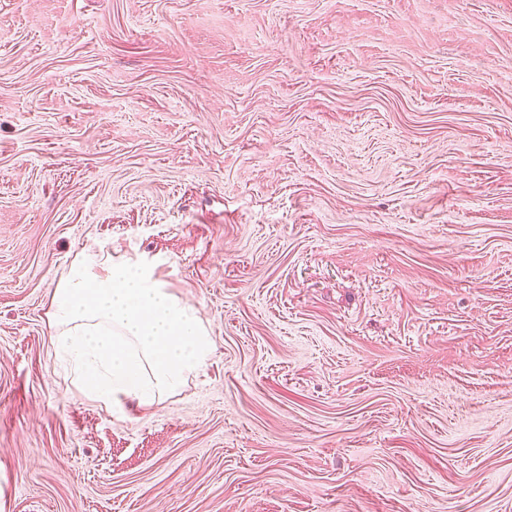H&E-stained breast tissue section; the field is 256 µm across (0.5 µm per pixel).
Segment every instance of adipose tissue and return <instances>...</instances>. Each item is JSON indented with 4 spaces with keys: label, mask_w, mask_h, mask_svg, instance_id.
Here are the masks:
<instances>
[{
    "label": "adipose tissue",
    "mask_w": 512,
    "mask_h": 512,
    "mask_svg": "<svg viewBox=\"0 0 512 512\" xmlns=\"http://www.w3.org/2000/svg\"><path fill=\"white\" fill-rule=\"evenodd\" d=\"M55 350L87 398L121 413L173 395L214 352L198 310L143 264L83 250L52 298Z\"/></svg>",
    "instance_id": "obj_1"
}]
</instances>
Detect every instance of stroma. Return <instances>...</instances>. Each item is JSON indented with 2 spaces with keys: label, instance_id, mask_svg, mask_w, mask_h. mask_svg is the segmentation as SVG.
Instances as JSON below:
<instances>
[{
  "label": "stroma",
  "instance_id": "stroma-1",
  "mask_svg": "<svg viewBox=\"0 0 512 512\" xmlns=\"http://www.w3.org/2000/svg\"><path fill=\"white\" fill-rule=\"evenodd\" d=\"M90 245L214 342L150 408ZM0 512H512V0H0ZM55 350L72 383L113 413L146 409L197 375L214 352L198 310L141 263L89 247L52 298Z\"/></svg>",
  "mask_w": 512,
  "mask_h": 512
}]
</instances>
